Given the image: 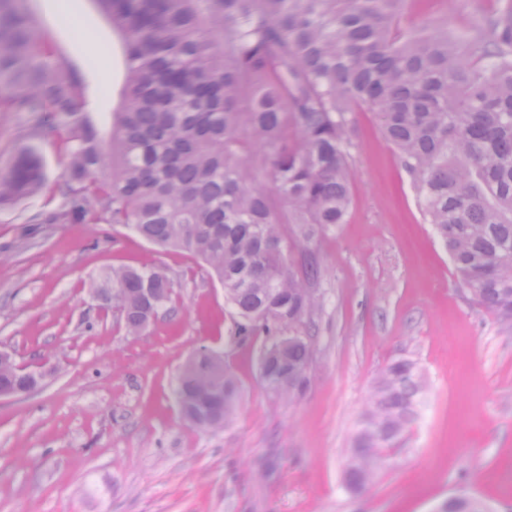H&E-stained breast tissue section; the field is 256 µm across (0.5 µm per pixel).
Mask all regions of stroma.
Instances as JSON below:
<instances>
[{
  "label": "stroma",
  "mask_w": 512,
  "mask_h": 512,
  "mask_svg": "<svg viewBox=\"0 0 512 512\" xmlns=\"http://www.w3.org/2000/svg\"><path fill=\"white\" fill-rule=\"evenodd\" d=\"M504 0H407L456 33ZM42 58L63 59L108 131L121 103L125 45L96 0H24ZM0 112V168L20 150L41 158L42 190L0 207V349L53 363L42 387L0 401V512H434L476 496L512 512V332L478 306L427 224L409 176L367 107L355 114L352 207L345 223L297 245L321 268L310 385L296 402L258 376V344L199 260L119 224H53L62 199L55 133L26 137ZM155 265L172 279L169 311L128 335L91 296L102 271ZM217 346L241 395L231 424L194 428L173 389L184 360ZM414 360L429 380L419 419L373 486L343 487L349 436L375 378Z\"/></svg>",
  "instance_id": "1"
}]
</instances>
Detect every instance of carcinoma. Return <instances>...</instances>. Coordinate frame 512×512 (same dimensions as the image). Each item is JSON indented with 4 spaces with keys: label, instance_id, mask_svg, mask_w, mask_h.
<instances>
[{
    "label": "carcinoma",
    "instance_id": "1",
    "mask_svg": "<svg viewBox=\"0 0 512 512\" xmlns=\"http://www.w3.org/2000/svg\"><path fill=\"white\" fill-rule=\"evenodd\" d=\"M122 35L126 96L108 136L87 119L79 77L37 60V23L23 0H0V112L48 127L63 152L56 224H124L162 248L190 253L224 277L236 339L274 347L320 308V269L296 266L291 237L311 240L346 222L352 201L353 114L365 105L410 176L459 281L512 329V3L458 36L420 19L399 27L404 0H97ZM41 160L21 152L0 170V205L43 184ZM267 181L272 191L260 183ZM111 306L143 332L130 298L173 293L155 267L112 268ZM312 340L259 352L264 387L292 403ZM428 382L397 359L374 382L345 451L344 486L365 492L419 416ZM192 397L183 419L231 420L235 373L215 383L200 362L177 375ZM440 512H488L474 496Z\"/></svg>",
    "mask_w": 512,
    "mask_h": 512
}]
</instances>
